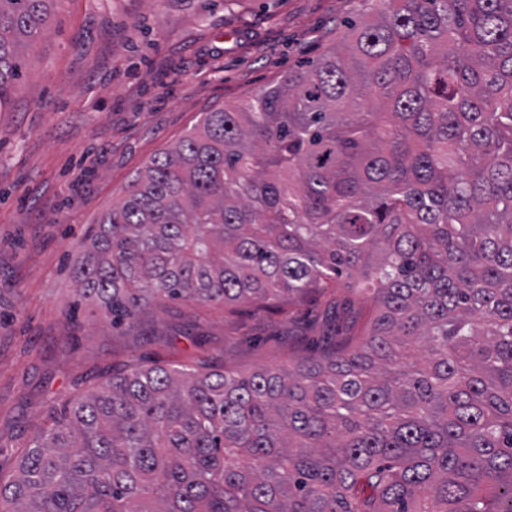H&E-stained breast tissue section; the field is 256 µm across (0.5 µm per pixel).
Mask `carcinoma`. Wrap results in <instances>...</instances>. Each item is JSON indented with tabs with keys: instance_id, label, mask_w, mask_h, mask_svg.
<instances>
[{
	"instance_id": "obj_1",
	"label": "carcinoma",
	"mask_w": 512,
	"mask_h": 512,
	"mask_svg": "<svg viewBox=\"0 0 512 512\" xmlns=\"http://www.w3.org/2000/svg\"><path fill=\"white\" fill-rule=\"evenodd\" d=\"M54 2L0 0V109ZM83 252L113 324L357 305L319 358L106 367L0 512H512V0H376L153 156Z\"/></svg>"
}]
</instances>
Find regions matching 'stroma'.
Instances as JSON below:
<instances>
[{"label":"stroma","mask_w":512,"mask_h":512,"mask_svg":"<svg viewBox=\"0 0 512 512\" xmlns=\"http://www.w3.org/2000/svg\"><path fill=\"white\" fill-rule=\"evenodd\" d=\"M363 12L362 0H56L0 111V476L106 365L245 372L344 338L342 289L279 311L172 302L118 329L68 306L85 231L147 161L316 59Z\"/></svg>","instance_id":"35a3bbf8"}]
</instances>
